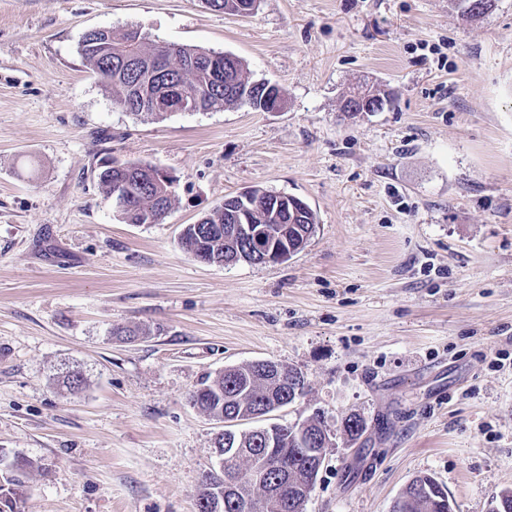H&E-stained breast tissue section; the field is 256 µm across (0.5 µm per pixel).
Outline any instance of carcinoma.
<instances>
[{
    "instance_id": "1",
    "label": "carcinoma",
    "mask_w": 512,
    "mask_h": 512,
    "mask_svg": "<svg viewBox=\"0 0 512 512\" xmlns=\"http://www.w3.org/2000/svg\"><path fill=\"white\" fill-rule=\"evenodd\" d=\"M79 53L86 67L100 77L105 90L112 93L114 101L133 115H140L158 82H174L182 92L194 96L206 109H219L248 104L252 108L268 111V99L280 95V89L272 87L270 91L258 88V83L251 80L243 62L233 57L224 65L222 76L216 77L201 64L195 69H186L182 61L187 58L206 56V50L180 46L170 52L151 45L146 38L135 42L128 32L119 34L108 31L103 37V44L98 45L89 40H80ZM392 103V98L384 93L361 102L347 100L343 111L348 113L380 112ZM115 161L107 160L99 167L96 174L105 201H110L119 182L125 183V191L130 196L131 209L121 220L126 224L141 223L142 213L150 211L158 216L170 210L175 194L170 192V185L159 177V170L149 164L127 161V169L119 171L113 168ZM244 214L250 224H275L278 215L265 203L247 206ZM196 225L188 224L180 237L181 247L192 254L198 246ZM259 362L226 368L215 377H206L190 395L193 405L213 418H222L224 414H253L262 411L274 402L286 397L288 403L295 402L290 382L295 380L306 389L303 373L289 366L285 382L278 383L260 373ZM307 433L300 432L302 425L276 424V447L295 448L297 454L284 462V467L274 469L269 475V482L262 487H254L246 482L235 485L224 497V512H239L235 500L247 496L259 506L258 512H305L308 501L306 486L308 473L313 467V458L306 452L308 448H321L320 436L329 433L324 422L318 417L305 421ZM239 451L228 461L227 469L234 473H243L250 467L253 452L264 448L262 437L247 431L237 434ZM35 467V461L15 455L7 464L9 475L0 478V512H18V504L24 501L27 491V478ZM224 480V473L207 471L202 480V488L197 501L198 512H208L205 502L213 499L212 486ZM418 479H413L399 496L393 512H453V503L443 504L422 495L417 490ZM292 488L299 506L290 505L278 496L283 486Z\"/></svg>"
}]
</instances>
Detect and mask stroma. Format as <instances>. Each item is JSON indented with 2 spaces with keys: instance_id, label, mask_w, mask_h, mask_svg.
<instances>
[{
  "instance_id": "35a3bbf8",
  "label": "stroma",
  "mask_w": 512,
  "mask_h": 512,
  "mask_svg": "<svg viewBox=\"0 0 512 512\" xmlns=\"http://www.w3.org/2000/svg\"><path fill=\"white\" fill-rule=\"evenodd\" d=\"M90 28L232 54L284 108L133 116L78 53ZM361 84L391 106L341 112ZM110 158L177 178L162 222L104 202ZM251 188L312 207L302 251L182 249ZM265 359L308 385L266 423L332 434L306 512H391L424 474L455 512L512 488V0L474 21L450 0H0V448L37 463L21 512H197L224 425L188 396ZM244 193H246V191L240 192L234 197L224 199V205H218L209 213L205 214L202 218L208 219L200 226V228L206 224L217 225L216 223L219 222L221 229L224 231V224L225 226H228L227 224H232L229 217L238 222L243 210V208L239 207V201L241 199L240 194ZM225 210L229 214V217L226 213L224 214Z\"/></svg>"
}]
</instances>
